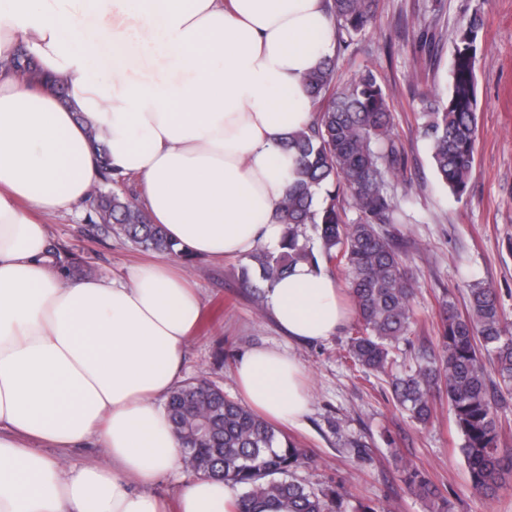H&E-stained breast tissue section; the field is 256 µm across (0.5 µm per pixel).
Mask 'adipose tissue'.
<instances>
[{
    "label": "adipose tissue",
    "mask_w": 512,
    "mask_h": 512,
    "mask_svg": "<svg viewBox=\"0 0 512 512\" xmlns=\"http://www.w3.org/2000/svg\"><path fill=\"white\" fill-rule=\"evenodd\" d=\"M121 15L136 27L100 28ZM21 44L69 83V105L13 69ZM333 50L325 0H0V512H168L151 487L180 467L164 403L201 315L197 288L170 261L70 278L46 253L47 217L81 214L99 180L93 141L181 247L248 257L281 241L294 163L282 140L310 122L303 79ZM141 52L163 61L162 77L128 80ZM266 300L300 343L348 319L334 278L305 263ZM234 378L270 423L309 410L289 353L253 349ZM87 442L105 463L50 455ZM238 498L197 475L177 512H233Z\"/></svg>",
    "instance_id": "ef3b65f1"
}]
</instances>
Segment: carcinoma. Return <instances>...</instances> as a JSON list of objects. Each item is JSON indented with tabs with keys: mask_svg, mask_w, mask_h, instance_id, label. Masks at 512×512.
Here are the masks:
<instances>
[{
	"mask_svg": "<svg viewBox=\"0 0 512 512\" xmlns=\"http://www.w3.org/2000/svg\"><path fill=\"white\" fill-rule=\"evenodd\" d=\"M327 7L340 48H349L375 20L376 0H327ZM482 28L477 12L461 24L449 88L436 87L421 100L431 165L457 199L466 194L474 169L475 65ZM338 60L336 53L327 56L303 79L313 119L285 142L295 170L278 207L283 237L276 249L248 256L242 283L253 287L256 273L268 288L299 263L344 272L356 313L346 359L363 372L391 377L394 403L416 424H429L436 398L446 395L471 486L493 497L504 475L512 473V451L501 447L504 425L498 415V405L512 398V328L496 294L474 282L464 310L450 296L440 302L439 357L423 355L411 373L392 375L393 350L409 341L416 291L399 244L380 231L381 225L399 221L401 204L389 191L387 176L401 164V149L388 94L376 73L360 66L341 83ZM12 63L30 82H40L38 65L25 47ZM99 175L86 200L89 223L142 250L192 260L162 226L150 223L127 190L129 178L113 172L106 154ZM310 225L319 233L317 254L307 235ZM166 410L182 446L196 449L197 472L245 488L237 512H258V504L268 499L286 512H345L337 489H315L295 477L307 458L305 449L240 402L203 382H186L170 396ZM404 482L435 512H451L448 498L425 471L405 468Z\"/></svg>",
	"mask_w": 512,
	"mask_h": 512,
	"instance_id": "carcinoma-1",
	"label": "carcinoma"
}]
</instances>
